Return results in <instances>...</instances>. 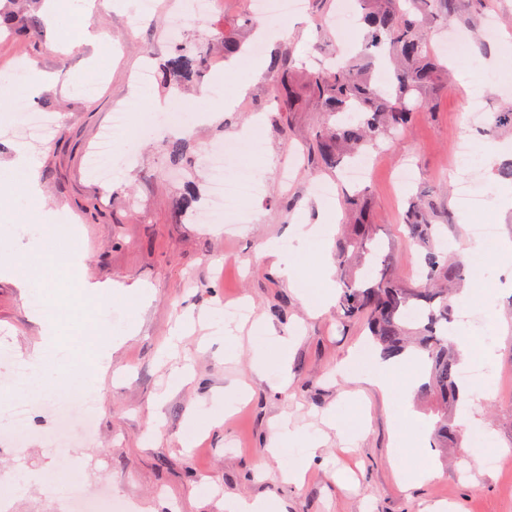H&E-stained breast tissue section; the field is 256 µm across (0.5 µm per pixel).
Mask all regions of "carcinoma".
<instances>
[{"label":"carcinoma","mask_w":512,"mask_h":512,"mask_svg":"<svg viewBox=\"0 0 512 512\" xmlns=\"http://www.w3.org/2000/svg\"><path fill=\"white\" fill-rule=\"evenodd\" d=\"M366 35L357 58L333 70L308 74L311 92L325 110L336 113V131L319 135L322 157L333 160L334 153H358L365 147L377 148L392 142L423 102V94L439 81L446 67L435 56L426 30L438 22L443 26L453 19V0H358ZM385 55L394 67L391 92L382 95L371 82L369 74L378 57ZM209 49L188 39L175 40L169 57L161 64L157 77L172 93L181 95L185 84L203 78L210 72ZM276 72L273 99L278 111L286 112L293 98L283 100V91L290 84L292 64L272 61ZM199 196L195 188L186 186L174 200L172 210L179 219L193 215ZM409 238L425 245L424 263L427 276L424 287L408 293L387 278L369 288L354 282L344 284L339 307L346 318L368 314L374 341L386 357L407 352L408 336L403 319L426 320L416 348L430 363L429 382L421 385L437 405L438 437L448 440L461 436V428L448 417V406L461 404L458 380L459 359L448 342V332L441 323L448 321V292L466 276L463 264L448 262V257L430 244L433 224L426 218L420 204L411 202L405 215ZM361 247L360 240L350 236L339 244L337 261L346 263ZM424 302L425 311L410 306V301Z\"/></svg>","instance_id":"obj_1"}]
</instances>
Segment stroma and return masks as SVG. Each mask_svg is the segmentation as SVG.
I'll return each instance as SVG.
<instances>
[{"label":"stroma","instance_id":"1","mask_svg":"<svg viewBox=\"0 0 512 512\" xmlns=\"http://www.w3.org/2000/svg\"><path fill=\"white\" fill-rule=\"evenodd\" d=\"M153 2V11L135 24L131 15L138 0H100L87 18L104 37L96 50L78 43L74 16L50 25L44 0H30L22 12L25 33L0 31V76L18 77L23 85L39 77L28 99L58 123L52 138L30 144L20 138L21 119L0 120V168L27 152L42 189L38 209L78 229L75 245L83 263L56 276L64 322L93 319L117 342L101 391L92 397V421L72 415L69 434L61 435L50 411L54 394L44 389L27 395L35 410L25 429L11 440L0 439V473L13 478L24 471L31 477L15 498L16 512L48 508L53 496L38 482L48 471L61 475L69 488L107 486L131 512H224L228 496L268 500L275 512H424L436 502L450 512H512V463L469 469L463 464L465 442L440 447L438 415L418 392L427 379L425 366L402 368L395 377L411 389V412L403 414L399 404L364 382L377 355L367 317L344 319L335 304L310 314L301 291L273 273L271 258L262 254L269 244L284 253L296 249L297 225L325 222L335 224L330 246L338 248L353 232L346 209L354 197L368 222L366 243L346 267L335 268L336 283L350 279L368 287L384 271L412 292L422 287L425 270L404 216L410 199L428 202L440 246L469 269L451 299L450 327L470 341L487 339L477 365L486 395L464 414L491 446L512 452V182L497 174L498 165L512 160V129L487 130L501 104L512 102V71L492 66L512 48V0H454L452 25L432 27L431 44L439 46L451 34L471 44V53L454 62L450 79L426 92L420 112L400 136L370 152L366 177L358 184L345 178L349 157L325 163L314 154L317 135L336 119L304 80L307 72L334 63L340 44L354 51L362 41L359 17L337 31L341 0H322L319 22L306 15L293 20L268 42L265 54L244 57L233 67L224 61L223 43L209 42L215 64L185 100L202 119L192 127L185 160L177 163L161 149L169 118L161 110L169 102L164 86L155 80L139 88L131 84L146 53L161 60L171 50L168 13L174 0ZM249 2L218 0L209 18L192 22L185 32L204 36L216 23L227 36L252 42ZM491 19L502 37L486 44L483 30ZM276 56L293 63L299 104L288 112L268 108V69ZM23 60L30 69L20 75L15 66ZM215 85L227 87V97H210ZM473 90L485 101L484 114L465 108ZM119 103L127 104L128 125L140 133L120 138L112 155V189L105 193L86 156ZM255 125L263 153L242 154L227 173L253 168L267 180L265 196L245 201L240 222L230 228L174 219L170 203L186 184L208 192L201 154ZM464 139L474 146L469 170L460 173L452 165ZM489 142L501 148L493 164L486 160ZM400 164L411 176L398 185L392 171ZM462 180L484 195L482 209L459 206ZM317 183L329 185L332 197L317 195ZM478 224L494 225L496 238H473ZM382 256L388 261L384 268L378 263ZM86 281L111 287L112 300L87 294ZM130 285L146 297L135 310L120 298ZM42 301V295L24 294L0 278V398L16 392L14 359H29L44 339L32 314ZM234 303L247 307L236 320L226 312ZM255 321L262 328L250 348L225 361L226 332ZM132 322L137 331L130 336ZM279 336L292 346V382L283 390L252 370L254 355L271 349ZM182 366L192 371V381L169 387L171 372ZM239 381L249 385V399H225V388ZM202 405L227 407L231 414L185 444L187 417ZM330 408L341 424L354 412L364 414L365 431L349 447L323 423ZM280 418L308 433L322 431L326 440L324 463L311 465L300 485L281 479L283 470L299 464L296 451L276 457L266 452L270 425ZM429 466L433 477L419 478Z\"/></svg>","mask_w":512,"mask_h":512}]
</instances>
